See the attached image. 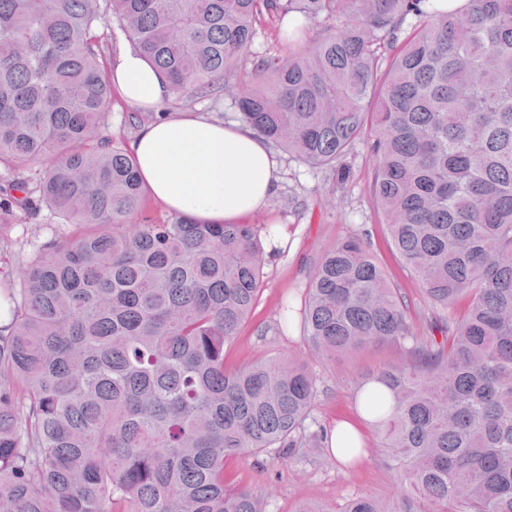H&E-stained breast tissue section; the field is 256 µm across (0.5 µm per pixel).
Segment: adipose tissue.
I'll return each instance as SVG.
<instances>
[{
  "instance_id": "obj_1",
  "label": "adipose tissue",
  "mask_w": 512,
  "mask_h": 512,
  "mask_svg": "<svg viewBox=\"0 0 512 512\" xmlns=\"http://www.w3.org/2000/svg\"><path fill=\"white\" fill-rule=\"evenodd\" d=\"M127 104L159 110L168 81L143 58L124 53L110 72ZM150 197L193 220L237 224L266 208L276 190L277 161L250 128L185 114L144 125L132 144Z\"/></svg>"
}]
</instances>
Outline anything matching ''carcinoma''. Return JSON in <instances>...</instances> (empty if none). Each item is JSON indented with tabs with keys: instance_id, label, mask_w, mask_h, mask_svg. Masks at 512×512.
Masks as SVG:
<instances>
[{
	"instance_id": "1",
	"label": "carcinoma",
	"mask_w": 512,
	"mask_h": 512,
	"mask_svg": "<svg viewBox=\"0 0 512 512\" xmlns=\"http://www.w3.org/2000/svg\"><path fill=\"white\" fill-rule=\"evenodd\" d=\"M291 14L324 33L256 50ZM113 23L177 98L224 93L338 182L371 139L369 190L422 286L419 324L360 235L280 318L322 360L399 349L356 403L404 487L297 512H512V0H0V166L53 161L33 190L0 187V213L97 228L44 245L0 326V512H265L225 463L327 437L307 364H224L263 282L259 227L138 215V162L101 134ZM366 451L351 438L344 462Z\"/></svg>"
}]
</instances>
